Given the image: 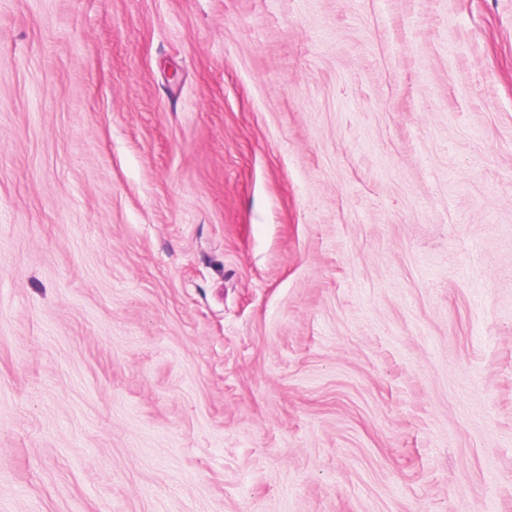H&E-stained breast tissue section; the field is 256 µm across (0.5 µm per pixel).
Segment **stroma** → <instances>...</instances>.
Instances as JSON below:
<instances>
[{"mask_svg": "<svg viewBox=\"0 0 512 512\" xmlns=\"http://www.w3.org/2000/svg\"><path fill=\"white\" fill-rule=\"evenodd\" d=\"M0 512H512V0H0Z\"/></svg>", "mask_w": 512, "mask_h": 512, "instance_id": "obj_1", "label": "stroma"}]
</instances>
